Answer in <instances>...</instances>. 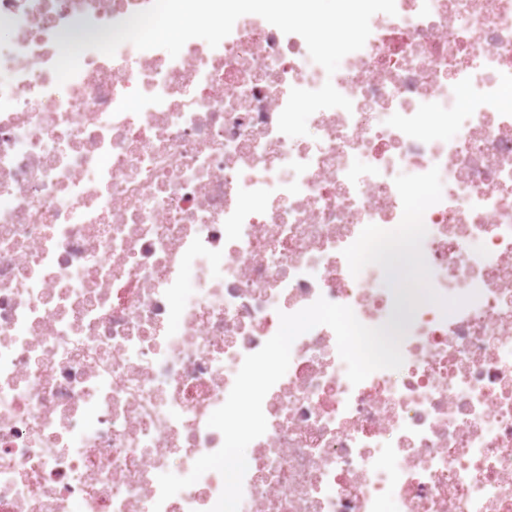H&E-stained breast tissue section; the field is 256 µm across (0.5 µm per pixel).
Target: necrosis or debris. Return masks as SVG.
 Masks as SVG:
<instances>
[{"label":"necrosis or debris","mask_w":512,"mask_h":512,"mask_svg":"<svg viewBox=\"0 0 512 512\" xmlns=\"http://www.w3.org/2000/svg\"><path fill=\"white\" fill-rule=\"evenodd\" d=\"M151 4L0 0V512H209L218 472L159 475L221 448L245 357L321 297L397 323L403 365L354 385L330 327L297 337L239 512H512V0H395L331 75L255 14L89 49ZM328 81L351 110L280 132ZM411 221L402 319L359 251Z\"/></svg>","instance_id":"obj_1"}]
</instances>
